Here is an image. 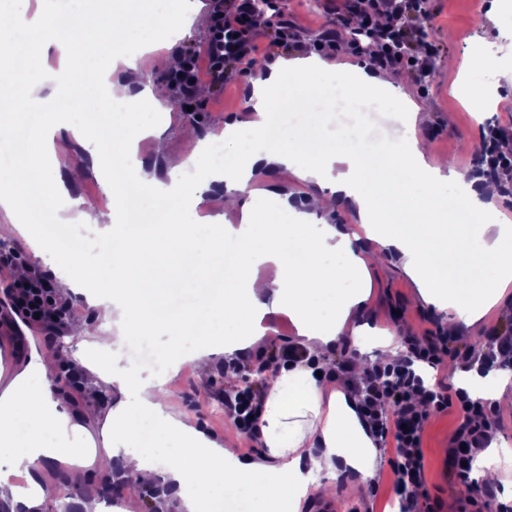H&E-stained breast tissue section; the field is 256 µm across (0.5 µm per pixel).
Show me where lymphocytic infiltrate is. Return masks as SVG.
Returning <instances> with one entry per match:
<instances>
[{
  "label": "lymphocytic infiltrate",
  "instance_id": "lymphocytic-infiltrate-1",
  "mask_svg": "<svg viewBox=\"0 0 512 512\" xmlns=\"http://www.w3.org/2000/svg\"><path fill=\"white\" fill-rule=\"evenodd\" d=\"M430 0H324L325 10L335 15L333 25L318 33L320 48L348 45L359 52L368 43V60L379 69L410 68L416 77L430 74L431 52L425 40L423 24L429 18ZM261 11L257 0H212L209 35L202 49L186 53L170 83L182 96L193 93L196 80L207 76L211 83L224 85L248 71L254 44L249 33ZM12 257L0 256V284L16 307L26 317L44 313L46 307L57 310L58 325H65L73 311L71 303L61 301L45 288L39 275L17 282L7 276ZM407 352L391 362H377L363 374H356L353 364L341 357L333 364L337 381L359 397V412L372 437L378 443L395 442L391 462L395 495L400 496L402 512H435L424 482L422 439L431 413L456 409L459 423L450 437L448 455L459 479H467L469 465L488 447L492 425L488 418L492 402L472 397L465 389L448 392L430 385L425 379L429 369H439L446 358L469 363L468 348L450 347L446 335L409 336ZM266 390L250 383L226 392L225 413L243 438L255 437Z\"/></svg>",
  "mask_w": 512,
  "mask_h": 512
}]
</instances>
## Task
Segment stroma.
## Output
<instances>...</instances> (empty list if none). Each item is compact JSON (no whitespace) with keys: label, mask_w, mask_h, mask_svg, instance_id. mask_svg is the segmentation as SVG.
I'll use <instances>...</instances> for the list:
<instances>
[{"label":"stroma","mask_w":512,"mask_h":512,"mask_svg":"<svg viewBox=\"0 0 512 512\" xmlns=\"http://www.w3.org/2000/svg\"><path fill=\"white\" fill-rule=\"evenodd\" d=\"M305 33L295 48L269 45L266 25H259L256 62L271 66L278 59L293 54L313 51L314 36L309 33L311 23H326L330 17L322 9L321 0H288ZM512 27V0H488L483 11H476L473 0H431V15L426 24L428 39L437 47L432 60L434 74L427 82L418 83L407 69L383 71L384 79L403 87L421 109V135L428 159L447 160L460 172L470 177L479 176L483 164L475 156V148L484 139L488 128L498 127L501 141L512 142V83H502L490 108L478 110L475 102L465 98L463 83L482 86L494 79L495 73L512 71V56L501 54L492 63L477 65L468 79H461L451 61L461 58L464 43L473 36H482L489 44H496L502 30ZM251 94L249 74H242L238 82L217 90L201 84L189 101H182L178 92L170 94V111L157 118L151 136L140 140L138 153L149 162H156L155 145L165 142L175 154L189 155L199 147L200 140L219 136L225 125L249 120L247 101ZM72 160L88 165L89 171L77 185L71 187V197L105 209L112 198L104 189L101 173L90 168V156L83 147H74ZM251 185L257 201H266L267 191L292 194L299 202L312 195L311 186L298 181L285 169H266L254 173ZM371 294L364 319L370 326L384 329L404 324L413 335L424 336L443 329V314L423 304L415 283L405 273L399 261L390 257L380 265H369ZM269 327L265 336L247 348L248 356L269 355L277 348L296 343L294 327L287 315L269 313ZM69 328L43 323L19 337L0 331V354H14L10 372L0 371V394L11 385L37 355L59 353L51 385L61 405L76 415L95 406L108 411L112 401L120 400V393L105 395L95 384V375L88 365L73 353H60L59 342L69 335ZM466 347L474 355L486 352L494 339L512 336V287L503 300L488 310L484 317L470 326H462ZM228 360L223 349H215L205 362H185L175 367L162 363L142 367V377L162 376L164 389L172 396L180 421L201 432L206 438L228 448H239L234 430L225 422L224 406L220 397L229 385L224 374ZM457 422L455 411L433 414L423 437L425 487L432 504L440 512H457L461 501L470 495L476 478L461 481L449 476L446 466L448 439ZM102 422L88 424L86 433L76 442L77 447L95 450L96 456L85 464L71 458H62L60 464H46L42 472L44 485L54 487L55 498L45 500L37 512H59L61 498L81 500L85 496H99L104 484L121 485L118 472L101 470L99 460L107 449L118 447V440L102 436ZM390 454L380 455L374 480L368 491L356 493L348 479H341L331 498L335 512H394L396 504L392 492L394 475Z\"/></svg>","instance_id":"1"}]
</instances>
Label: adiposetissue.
Wrapping results in <instances>:
<instances>
[{"label":"adipose tissue","mask_w":512,"mask_h":512,"mask_svg":"<svg viewBox=\"0 0 512 512\" xmlns=\"http://www.w3.org/2000/svg\"><path fill=\"white\" fill-rule=\"evenodd\" d=\"M200 8V0H163L161 9L146 16L120 5L108 10L107 27L149 29L137 51L113 43L92 84L97 99L130 116V126L121 127L106 148L79 122L49 115L53 137L33 134L16 164L0 171V212L32 246L35 259L61 270L63 287L94 290L101 322L94 334L79 333L77 340L83 358L107 353L112 367L98 372L96 384L103 392L116 388L122 394L105 423L123 442L111 455L125 474L127 493L162 478L176 487L182 512H221L225 487L237 485L249 493L256 512H302L310 497L335 494L343 476H351L361 491L374 478L378 450L355 396L320 382L305 366L282 372L266 392L258 423L267 453L243 463L234 449L177 420L159 379L122 369L125 345L166 339L162 357L168 363L204 360L214 345L232 355L262 335L260 322L272 303L288 312L302 345L316 357L329 359L341 341L359 349L370 294L365 262L390 255L414 279L420 300L445 314L453 331L480 320L512 284V225L491 218L497 210L495 184L474 185L448 163L427 161L418 135L420 109L401 87L368 67L347 73L342 64L315 54L279 61L252 79L248 109L254 119L224 128L225 141L245 144L243 161H216L207 138L196 153L171 160L166 175H159L138 158L134 143L150 131L146 110L165 109L169 97L142 57L163 39L189 34ZM20 31L37 33V47L6 44L8 35ZM97 40L78 14L56 12L51 0H35L31 7L0 0V79L23 89L16 116L41 109L46 93H72ZM285 93L299 108L313 100L332 108L340 99L382 106L391 112L397 134L380 141L370 156L359 123L330 140L317 134L275 138L273 109ZM71 140L88 149L96 168L105 167L109 152L124 158L125 174L106 185L111 208L70 198L65 182L54 176ZM258 167L286 168L314 186L313 203L299 205L277 194L269 205L253 204L250 178ZM130 181L138 186L141 203L164 210V219H140L141 204L125 197ZM30 186L42 188L46 203H59L62 222L92 224L103 232L106 271L44 245L30 220ZM217 187L227 203L240 205L241 223H225L220 214L203 224L195 220L197 203ZM336 201L356 210L363 235L329 223L328 209ZM461 211L467 222H459ZM228 238L237 243L229 264L224 261ZM287 241L303 247L304 261L285 260ZM174 265L196 272L224 266L228 272L223 285L209 286L200 302L172 309L164 302L160 273ZM53 364L49 357L26 369L21 385L0 400V499L27 510L35 502L17 494L9 471L50 462L62 453L60 438L85 431L53 395ZM456 379L466 389L512 403L510 369L460 370ZM141 421L152 427L153 446L140 444L134 425Z\"/></svg>","instance_id":"adipose-tissue-1"}]
</instances>
